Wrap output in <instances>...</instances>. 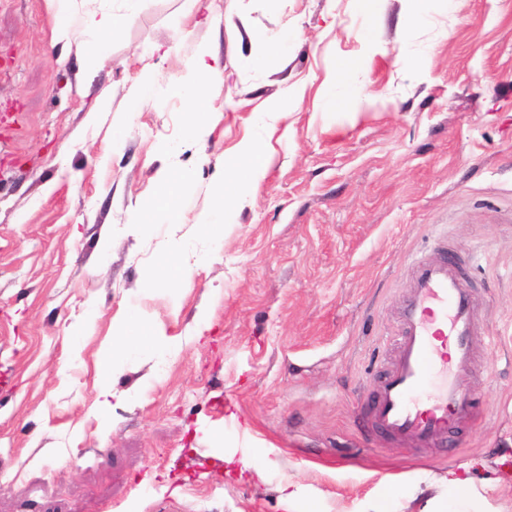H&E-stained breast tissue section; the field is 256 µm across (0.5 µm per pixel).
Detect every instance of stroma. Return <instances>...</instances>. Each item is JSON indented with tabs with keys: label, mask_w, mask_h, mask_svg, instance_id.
Wrapping results in <instances>:
<instances>
[{
	"label": "stroma",
	"mask_w": 512,
	"mask_h": 512,
	"mask_svg": "<svg viewBox=\"0 0 512 512\" xmlns=\"http://www.w3.org/2000/svg\"><path fill=\"white\" fill-rule=\"evenodd\" d=\"M56 23L0 0V512H433L451 472L512 512V0L415 21L403 0H140L87 88ZM247 142L260 174L229 164ZM169 180L175 224L153 210ZM442 233L488 311L484 417L455 456L365 422L410 261ZM175 241L189 280L154 279ZM126 319L180 350H125L104 417ZM207 55L208 54H203L194 67L198 89L195 105L192 110V112H195L193 134L196 137L203 135L206 125L209 122L210 114L213 112L211 100L205 95L204 91L210 84L218 80L216 69L212 68L205 61V56ZM116 339H113L112 349L106 353L108 362L104 364L99 374V389L97 395V404L100 411H107L111 406L110 398H112V374L120 370L121 355L125 347L132 343L142 346L151 347L154 345L155 332H144L140 330H132L127 322L117 323L114 326Z\"/></svg>",
	"instance_id": "1"
}]
</instances>
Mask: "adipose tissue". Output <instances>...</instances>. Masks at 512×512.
Segmentation results:
<instances>
[{"label": "adipose tissue", "mask_w": 512, "mask_h": 512, "mask_svg": "<svg viewBox=\"0 0 512 512\" xmlns=\"http://www.w3.org/2000/svg\"><path fill=\"white\" fill-rule=\"evenodd\" d=\"M50 2L59 19L54 33L55 43L67 49H76L79 58L88 60V67L81 71V80L84 84H92L110 58L104 43L111 40L114 31L122 25V18L109 11L84 9L81 0ZM114 333L112 348L107 352V361L99 374L97 404L103 412L111 406L112 376L121 367L120 360L125 347L132 343L150 347L155 339L154 333L131 328L126 322L116 324Z\"/></svg>", "instance_id": "adipose-tissue-1"}]
</instances>
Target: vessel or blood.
<instances>
[{"mask_svg":"<svg viewBox=\"0 0 512 512\" xmlns=\"http://www.w3.org/2000/svg\"><path fill=\"white\" fill-rule=\"evenodd\" d=\"M477 305L464 266L445 255L415 261L397 311L395 360L378 381L371 426L417 451L458 446L481 415L464 382L473 364Z\"/></svg>","mask_w":512,"mask_h":512,"instance_id":"obj_1","label":"vessel or blood"}]
</instances>
